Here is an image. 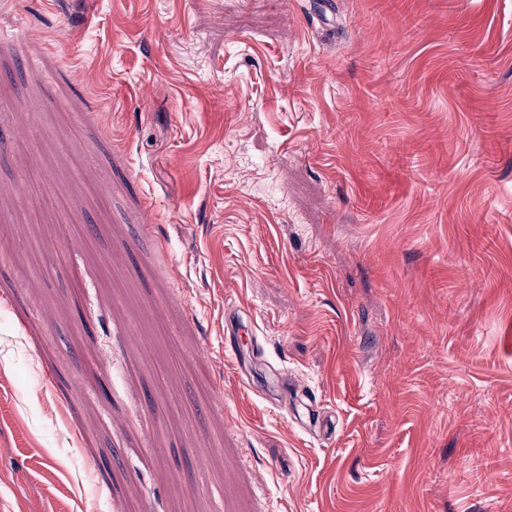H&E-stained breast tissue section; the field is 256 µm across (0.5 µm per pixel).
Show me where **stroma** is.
<instances>
[{
  "label": "stroma",
  "mask_w": 512,
  "mask_h": 512,
  "mask_svg": "<svg viewBox=\"0 0 512 512\" xmlns=\"http://www.w3.org/2000/svg\"><path fill=\"white\" fill-rule=\"evenodd\" d=\"M0 248V512H512V0H0Z\"/></svg>",
  "instance_id": "stroma-1"
}]
</instances>
